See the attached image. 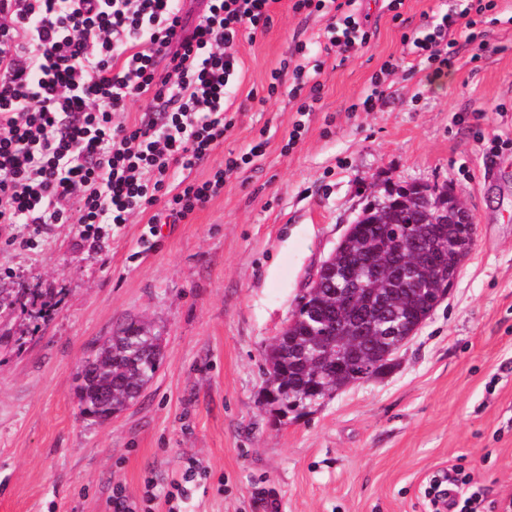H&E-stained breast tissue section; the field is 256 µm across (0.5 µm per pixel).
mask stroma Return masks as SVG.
<instances>
[{
  "instance_id": "stroma-1",
  "label": "stroma",
  "mask_w": 512,
  "mask_h": 512,
  "mask_svg": "<svg viewBox=\"0 0 512 512\" xmlns=\"http://www.w3.org/2000/svg\"><path fill=\"white\" fill-rule=\"evenodd\" d=\"M492 51L457 34L433 75L413 34L462 0H372L376 34L327 60L321 100L293 149L287 94L253 104L191 176L208 178L259 133L253 168L180 224L134 215L96 241L76 224L0 228V512H425L422 487L459 464L512 502V0H495ZM326 22L280 0L239 47L237 99L264 96ZM382 111H363L385 61ZM445 186L476 217V242L447 297L387 374L298 419L263 400V353L362 210L407 184ZM34 303H19V291ZM49 317H41V310ZM150 324L163 360L141 396L100 421L80 410L82 366L113 328Z\"/></svg>"
}]
</instances>
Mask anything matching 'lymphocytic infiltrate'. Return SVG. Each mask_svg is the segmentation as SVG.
<instances>
[{
  "label": "lymphocytic infiltrate",
  "instance_id": "obj_1",
  "mask_svg": "<svg viewBox=\"0 0 512 512\" xmlns=\"http://www.w3.org/2000/svg\"><path fill=\"white\" fill-rule=\"evenodd\" d=\"M278 0H204L189 18L182 0H0V224H125L143 206L153 224H179L219 196L260 157L266 139L227 157L206 180L170 187L172 169L193 170L233 127L229 112L242 77L243 38L273 21ZM358 0H292L326 19L324 57L296 64L288 97L297 120L320 100L324 58L356 55L371 39ZM447 13L411 39L414 51L450 68L453 32L492 10ZM146 112L129 121L132 104ZM428 512H496V501L453 466L429 476Z\"/></svg>",
  "mask_w": 512,
  "mask_h": 512
}]
</instances>
